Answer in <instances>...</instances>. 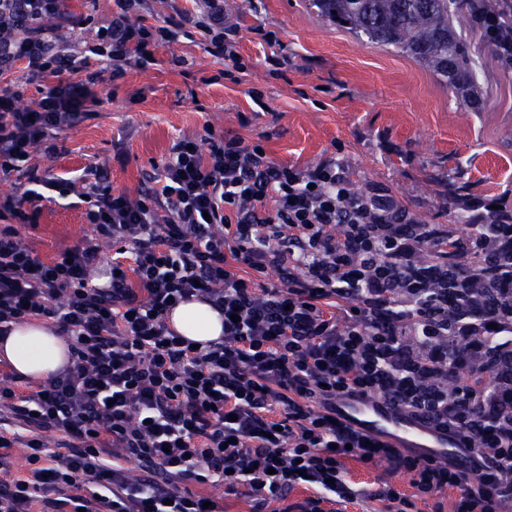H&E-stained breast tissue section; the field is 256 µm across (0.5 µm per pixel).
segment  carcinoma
Returning a JSON list of instances; mask_svg holds the SVG:
<instances>
[{
	"mask_svg": "<svg viewBox=\"0 0 512 512\" xmlns=\"http://www.w3.org/2000/svg\"><path fill=\"white\" fill-rule=\"evenodd\" d=\"M311 5L323 19L417 61L451 86L472 112L481 104L472 41L490 43L487 28L494 22L512 26V0H311ZM462 12L470 18L465 30L456 27ZM469 226L472 231L463 238L448 225V317L460 309L455 279L478 269L485 273L483 300L469 316L483 320L497 309L499 289L512 288L497 272L498 254L483 244L496 238L512 246V223L489 218Z\"/></svg>",
	"mask_w": 512,
	"mask_h": 512,
	"instance_id": "cac0c4a2",
	"label": "carcinoma"
}]
</instances>
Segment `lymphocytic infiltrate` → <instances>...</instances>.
Returning <instances> with one entry per match:
<instances>
[{
  "label": "lymphocytic infiltrate",
  "instance_id": "1",
  "mask_svg": "<svg viewBox=\"0 0 512 512\" xmlns=\"http://www.w3.org/2000/svg\"><path fill=\"white\" fill-rule=\"evenodd\" d=\"M114 3L110 19L84 20L104 62L93 71L66 34L67 0H0V77L20 62L41 84L27 105L16 84L0 85V178L56 153L58 132L178 35L199 33L225 76L242 70L225 0L173 2L151 22L142 0ZM29 181L0 201V338L38 320L71 356L34 385L0 371V512H219L185 487L211 477L283 512H375L377 501L411 512L450 489L452 512H512V376L497 363L512 334L449 322L447 263L418 261L447 243L439 225L386 190L355 191L335 159L278 163L229 131L175 142L133 196L112 193L100 169ZM42 186L85 198L93 229L48 261L19 239L38 221ZM104 243L114 254L101 284ZM194 299L223 318L220 339L196 345L169 327L173 305ZM340 394L398 404L447 432L454 453L424 459L367 439L337 421ZM128 460L143 478L127 477ZM350 460L388 475L374 489L350 482ZM399 472L412 495L390 483Z\"/></svg>",
  "mask_w": 512,
  "mask_h": 512
}]
</instances>
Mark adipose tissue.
<instances>
[{
    "mask_svg": "<svg viewBox=\"0 0 512 512\" xmlns=\"http://www.w3.org/2000/svg\"><path fill=\"white\" fill-rule=\"evenodd\" d=\"M167 322L180 335L199 342L216 339L224 333L220 314L198 300L174 307L167 315ZM0 356L18 375L43 380L67 363L69 353L63 337L35 322L14 326L0 344Z\"/></svg>",
    "mask_w": 512,
    "mask_h": 512,
    "instance_id": "1",
    "label": "adipose tissue"
}]
</instances>
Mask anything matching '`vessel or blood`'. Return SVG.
<instances>
[{
  "instance_id": "obj_1",
  "label": "vessel or blood",
  "mask_w": 512,
  "mask_h": 512,
  "mask_svg": "<svg viewBox=\"0 0 512 512\" xmlns=\"http://www.w3.org/2000/svg\"><path fill=\"white\" fill-rule=\"evenodd\" d=\"M336 413L354 428L400 448L443 458L452 446L447 433L422 423L406 410L377 396L337 397Z\"/></svg>"
}]
</instances>
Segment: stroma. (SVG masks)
<instances>
[{"label": "stroma", "mask_w": 512, "mask_h": 512, "mask_svg": "<svg viewBox=\"0 0 512 512\" xmlns=\"http://www.w3.org/2000/svg\"><path fill=\"white\" fill-rule=\"evenodd\" d=\"M77 57L93 45L83 16L102 20L113 0H70ZM245 65L236 79L200 36L160 48L151 64L129 66L92 115L59 132L56 154H35L32 167L77 178L107 169L113 192L136 193L162 166L171 145L200 137L205 126L261 142L278 163L344 162L356 187L381 186L429 224H451L448 188L467 186L469 214L512 209V71L478 44L480 111L470 112L443 81L413 59L323 20L308 0H229ZM281 58V65L270 62ZM262 93L259 110L250 90ZM38 225L22 241L44 259L91 229L86 205L45 198Z\"/></svg>", "instance_id": "obj_1"}]
</instances>
